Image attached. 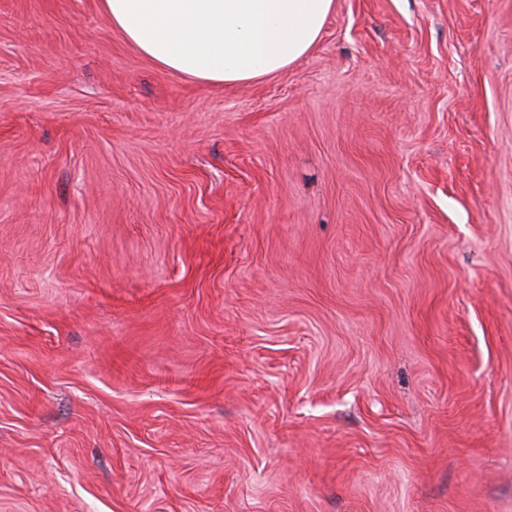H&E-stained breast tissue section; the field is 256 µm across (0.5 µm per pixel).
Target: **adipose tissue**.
I'll use <instances>...</instances> for the list:
<instances>
[{"label": "adipose tissue", "mask_w": 512, "mask_h": 512, "mask_svg": "<svg viewBox=\"0 0 512 512\" xmlns=\"http://www.w3.org/2000/svg\"><path fill=\"white\" fill-rule=\"evenodd\" d=\"M334 0H101L127 43L163 70L214 83L282 71L313 47Z\"/></svg>", "instance_id": "1"}]
</instances>
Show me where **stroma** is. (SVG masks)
Here are the masks:
<instances>
[{"label": "stroma", "mask_w": 512, "mask_h": 512, "mask_svg": "<svg viewBox=\"0 0 512 512\" xmlns=\"http://www.w3.org/2000/svg\"><path fill=\"white\" fill-rule=\"evenodd\" d=\"M0 512H512V0L242 84L0 0Z\"/></svg>", "instance_id": "35a3bbf8"}]
</instances>
